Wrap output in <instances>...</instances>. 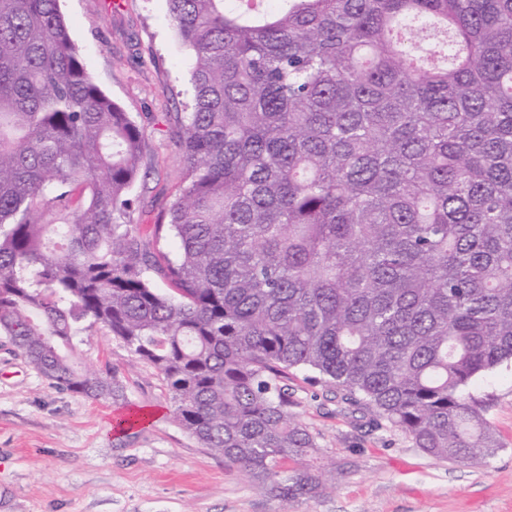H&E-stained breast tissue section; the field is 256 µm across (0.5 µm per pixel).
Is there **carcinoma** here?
<instances>
[{"label":"carcinoma","mask_w":512,"mask_h":512,"mask_svg":"<svg viewBox=\"0 0 512 512\" xmlns=\"http://www.w3.org/2000/svg\"><path fill=\"white\" fill-rule=\"evenodd\" d=\"M275 2L167 0L193 98L147 238L144 131L57 0H0V334L52 383L123 400L75 356L106 330L189 436L282 499L336 487L291 369L484 464L501 444L467 390L512 363V0Z\"/></svg>","instance_id":"1"}]
</instances>
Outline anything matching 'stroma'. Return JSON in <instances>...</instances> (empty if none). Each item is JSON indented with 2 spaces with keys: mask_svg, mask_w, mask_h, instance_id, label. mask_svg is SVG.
<instances>
[{
  "mask_svg": "<svg viewBox=\"0 0 512 512\" xmlns=\"http://www.w3.org/2000/svg\"><path fill=\"white\" fill-rule=\"evenodd\" d=\"M99 87L146 138L131 223L148 232L178 193L180 157L170 115L190 100L191 56L166 0H59ZM78 363L116 371L122 401L91 400L52 384L0 334V512H512V368L477 380L501 443L488 463L436 459L396 428L374 431L335 391L291 371V408L336 464L335 488L275 498L177 424L161 375L97 327L75 339ZM142 415L120 430L117 421Z\"/></svg>",
  "mask_w": 512,
  "mask_h": 512,
  "instance_id": "stroma-1",
  "label": "stroma"
}]
</instances>
